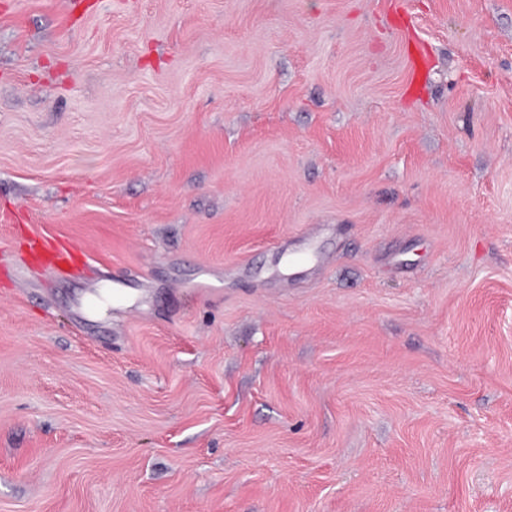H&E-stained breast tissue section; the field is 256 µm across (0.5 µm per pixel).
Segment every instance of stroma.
Wrapping results in <instances>:
<instances>
[{"mask_svg":"<svg viewBox=\"0 0 512 512\" xmlns=\"http://www.w3.org/2000/svg\"><path fill=\"white\" fill-rule=\"evenodd\" d=\"M0 512H512V0H0ZM32 252L40 264L51 265L61 274H67L70 268L80 263H87L84 253L78 251L67 239L51 232L34 234Z\"/></svg>","mask_w":512,"mask_h":512,"instance_id":"stroma-1","label":"stroma"}]
</instances>
